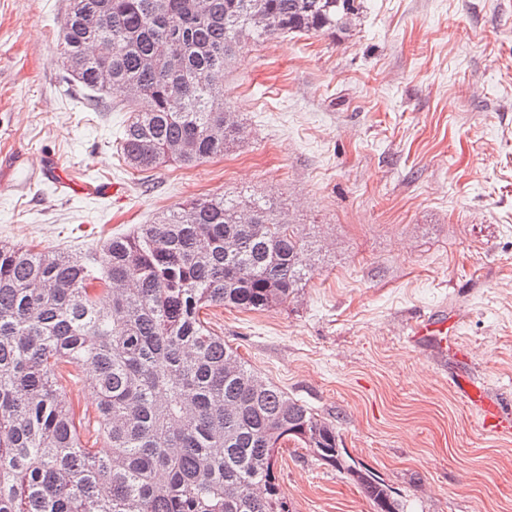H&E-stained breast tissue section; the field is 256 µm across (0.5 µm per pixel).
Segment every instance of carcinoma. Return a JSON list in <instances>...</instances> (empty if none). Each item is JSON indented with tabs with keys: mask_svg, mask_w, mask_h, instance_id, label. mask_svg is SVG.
I'll use <instances>...</instances> for the list:
<instances>
[{
	"mask_svg": "<svg viewBox=\"0 0 512 512\" xmlns=\"http://www.w3.org/2000/svg\"><path fill=\"white\" fill-rule=\"evenodd\" d=\"M361 8L72 0L62 58L84 87L129 93L119 143L128 167L191 166L240 133L220 77L242 41L334 35ZM87 14L102 25L85 27ZM103 40L112 42L107 59L96 52ZM183 140L192 153L171 150ZM245 210L253 223H236ZM102 251L100 261L0 245V512H288L274 466L290 443L351 474L374 512H404L388 485L348 463L333 425L262 380L202 317L210 307L284 303L310 274L278 209L193 199ZM84 365L98 394L93 441L77 429L65 385Z\"/></svg>",
	"mask_w": 512,
	"mask_h": 512,
	"instance_id": "obj_1",
	"label": "carcinoma"
}]
</instances>
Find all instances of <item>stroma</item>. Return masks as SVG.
<instances>
[{
  "instance_id": "35a3bbf8",
  "label": "stroma",
  "mask_w": 512,
  "mask_h": 512,
  "mask_svg": "<svg viewBox=\"0 0 512 512\" xmlns=\"http://www.w3.org/2000/svg\"><path fill=\"white\" fill-rule=\"evenodd\" d=\"M70 3L0 0V245L80 255L195 198L274 205L311 275L285 304L209 309L210 331L335 425L406 512H512V432L457 389L512 414V0H364L346 32L246 40L224 69L242 138L148 173L117 151L125 92L63 66ZM22 153L69 187L18 186ZM439 308L447 344L412 338ZM275 475L289 512H373L305 449L281 450ZM463 387L471 401L481 406L487 423H493L501 432H511L512 421L509 414L502 411L498 404L485 400L481 391L472 384L464 382Z\"/></svg>"
}]
</instances>
